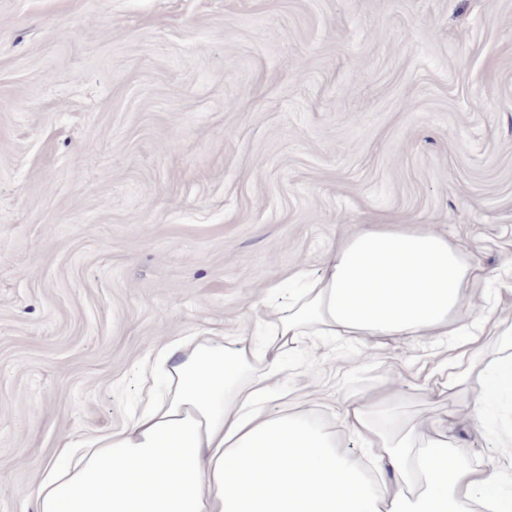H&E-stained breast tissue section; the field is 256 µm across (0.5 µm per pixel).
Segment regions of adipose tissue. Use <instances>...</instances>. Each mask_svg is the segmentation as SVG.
Returning a JSON list of instances; mask_svg holds the SVG:
<instances>
[{
  "mask_svg": "<svg viewBox=\"0 0 512 512\" xmlns=\"http://www.w3.org/2000/svg\"><path fill=\"white\" fill-rule=\"evenodd\" d=\"M510 276L433 229L363 225L326 250L320 269L298 273L287 310H269L263 350L188 336L145 359L144 376L164 372L163 396L82 452L62 440L32 488L34 512H512V468L458 457L447 432L401 422L393 395L343 403L361 458L338 451L304 412L269 411L288 400L280 352L303 337L449 336L455 355L438 360L423 389L437 378L452 397L479 380L468 418L485 421L490 401L512 394V324L498 325L488 357L487 306H458L512 296Z\"/></svg>",
  "mask_w": 512,
  "mask_h": 512,
  "instance_id": "ef3b65f1",
  "label": "adipose tissue"
}]
</instances>
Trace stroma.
Wrapping results in <instances>:
<instances>
[{
	"label": "stroma",
	"instance_id": "1",
	"mask_svg": "<svg viewBox=\"0 0 512 512\" xmlns=\"http://www.w3.org/2000/svg\"><path fill=\"white\" fill-rule=\"evenodd\" d=\"M363 224L512 255V0H0V512L124 424L142 358L263 343L251 304ZM447 348L310 336L281 384L342 450L387 389L511 463L512 396H423Z\"/></svg>",
	"mask_w": 512,
	"mask_h": 512
}]
</instances>
